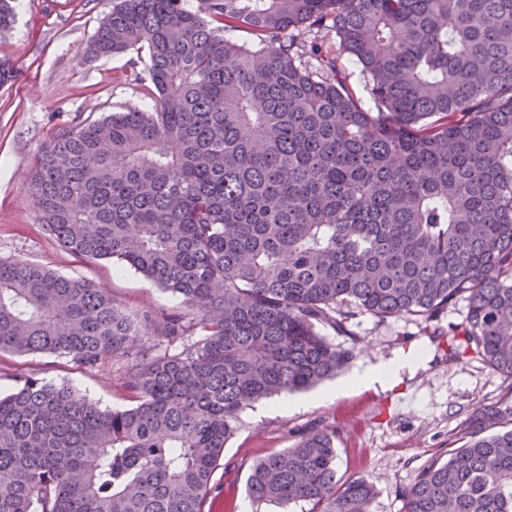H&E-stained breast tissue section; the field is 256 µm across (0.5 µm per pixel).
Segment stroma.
Returning a JSON list of instances; mask_svg holds the SVG:
<instances>
[{"label": "stroma", "instance_id": "1", "mask_svg": "<svg viewBox=\"0 0 512 512\" xmlns=\"http://www.w3.org/2000/svg\"><path fill=\"white\" fill-rule=\"evenodd\" d=\"M14 5L16 23L0 34V59L9 60L16 70L15 79L0 86V260L22 259L67 277L92 280L132 311H180L178 296L161 291L134 270L89 264L65 251L45 233L28 199V173L41 146L59 127L129 106L147 110L153 104L143 86L120 78L123 71L139 66L135 52L87 64L78 59L110 10V0H15ZM464 315L461 304L430 321L415 316L382 321L355 313L348 327L361 342L344 370L326 380V387L388 359L415 361L416 371H401L387 389H354L326 402L309 390L300 393L303 405L295 411L279 409L274 397L244 409L211 482L215 512H224L228 502L236 512H280L248 496L250 469L313 428L335 430L340 477L366 475L375 481L374 512H399L398 489L427 461L460 446L459 432L477 408L512 412V379L478 359H457L450 352L448 331ZM21 374L68 384L104 407L130 404L116 374L51 354L0 352L1 396L12 392Z\"/></svg>", "mask_w": 512, "mask_h": 512}]
</instances>
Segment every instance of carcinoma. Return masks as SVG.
<instances>
[{
	"mask_svg": "<svg viewBox=\"0 0 512 512\" xmlns=\"http://www.w3.org/2000/svg\"><path fill=\"white\" fill-rule=\"evenodd\" d=\"M131 50L145 66L123 78L150 82L152 108L58 129L29 199L65 250L182 310L158 323L0 260V352L124 358L133 401L21 377L0 395V512H212L239 414L336 376L349 308L431 320L463 302L454 354L512 378V0H112L82 57ZM462 439L400 512H512V422L482 408ZM336 460V432L308 431L252 466L248 495L374 512L375 484Z\"/></svg>",
	"mask_w": 512,
	"mask_h": 512,
	"instance_id": "carcinoma-1",
	"label": "carcinoma"
}]
</instances>
